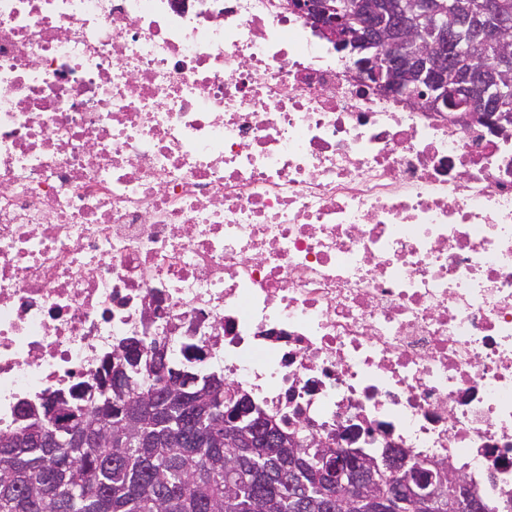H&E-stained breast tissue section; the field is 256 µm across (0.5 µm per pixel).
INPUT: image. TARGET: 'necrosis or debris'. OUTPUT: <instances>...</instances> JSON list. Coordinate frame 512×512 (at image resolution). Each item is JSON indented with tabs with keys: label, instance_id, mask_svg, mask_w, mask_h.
I'll use <instances>...</instances> for the list:
<instances>
[{
	"label": "necrosis or debris",
	"instance_id": "necrosis-or-debris-1",
	"mask_svg": "<svg viewBox=\"0 0 512 512\" xmlns=\"http://www.w3.org/2000/svg\"><path fill=\"white\" fill-rule=\"evenodd\" d=\"M131 338L512 506V132L286 0H0V433Z\"/></svg>",
	"mask_w": 512,
	"mask_h": 512
}]
</instances>
